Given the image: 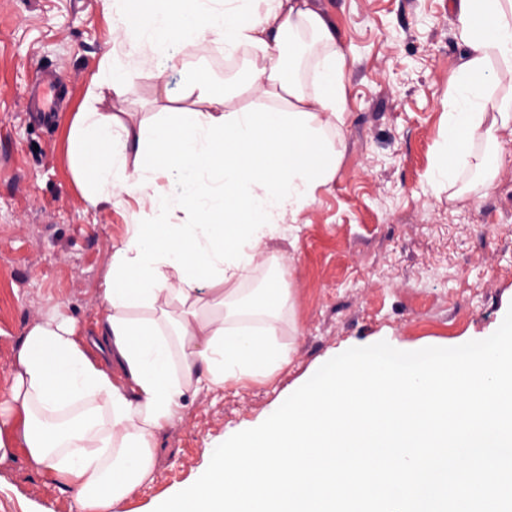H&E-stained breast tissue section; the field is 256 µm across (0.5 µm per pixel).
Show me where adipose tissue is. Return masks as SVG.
Returning <instances> with one entry per match:
<instances>
[{"mask_svg": "<svg viewBox=\"0 0 512 512\" xmlns=\"http://www.w3.org/2000/svg\"><path fill=\"white\" fill-rule=\"evenodd\" d=\"M466 48L448 92L447 152L433 187L461 172L491 184L499 133L512 125V0H452ZM128 53L150 51L163 82L184 48L254 53L250 107L233 109L193 78L188 112H80L71 175L91 206L127 196L150 213L124 225L100 290L97 336L56 316L32 325L0 411V462L24 452L75 490L79 512H123L152 473L163 431L190 391L266 380L288 363L274 336L283 288L228 290L266 263L267 240L315 203L341 151L329 137L346 112L343 54L313 0H108ZM318 50L309 80L285 75V51Z\"/></svg>", "mask_w": 512, "mask_h": 512, "instance_id": "1", "label": "adipose tissue"}]
</instances>
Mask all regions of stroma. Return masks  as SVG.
Wrapping results in <instances>:
<instances>
[{
	"label": "stroma",
	"mask_w": 512,
	"mask_h": 512,
	"mask_svg": "<svg viewBox=\"0 0 512 512\" xmlns=\"http://www.w3.org/2000/svg\"><path fill=\"white\" fill-rule=\"evenodd\" d=\"M344 55L347 113L335 179L290 219L270 265L238 280L246 290L284 280L289 308L277 340L287 366L267 381L199 389L158 441L152 475L125 512H154L209 464L217 445L257 427L288 392L337 353L387 341L413 351L492 335L512 306V126L491 187L475 193L463 174L433 189L445 147L448 89L464 58L451 0H314ZM104 0H0V401L9 397L16 353L37 321L61 313L79 335L96 334L99 288L111 244L139 206L91 208L74 184L68 136L77 113L142 118L207 75L242 107L251 50L231 59L212 45L184 50L164 87L149 59L125 58L139 77L123 98L87 96L113 53ZM69 96L47 122L32 119L39 72ZM0 512H79L72 489L23 452L0 463Z\"/></svg>",
	"instance_id": "stroma-1"
}]
</instances>
